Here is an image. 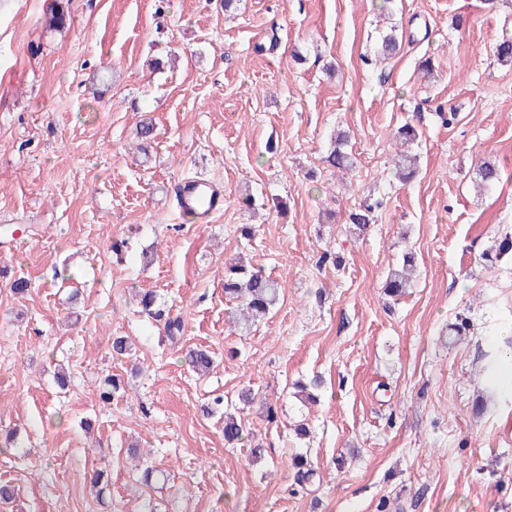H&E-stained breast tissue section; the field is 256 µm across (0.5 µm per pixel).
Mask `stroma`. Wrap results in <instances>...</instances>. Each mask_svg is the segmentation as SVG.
<instances>
[{
	"label": "stroma",
	"mask_w": 512,
	"mask_h": 512,
	"mask_svg": "<svg viewBox=\"0 0 512 512\" xmlns=\"http://www.w3.org/2000/svg\"><path fill=\"white\" fill-rule=\"evenodd\" d=\"M57 1L71 21L50 31ZM392 31L402 48L381 58ZM506 34L512 0H238L230 17L221 0H0V435L20 439L0 447L15 491L0 512H512V394L487 379L512 260L481 259L512 232ZM408 120L405 183L391 159ZM340 128L344 174L323 162ZM485 161L504 175L480 189ZM186 176L222 182L221 214L179 217ZM371 197L376 224L351 234ZM408 251L419 276L394 300L382 285ZM238 255L282 284L245 336L224 296ZM139 288L182 317L179 343ZM460 314L471 331L452 345ZM116 336L134 355H113ZM195 346L208 375L183 361ZM315 375L302 404L294 385ZM112 376L125 393L105 404ZM228 412L248 432L233 447ZM295 453L315 471L304 487ZM394 138L398 147L393 155L392 166L396 173L410 177L415 172L417 157L408 147L418 140V130L412 124L406 123L398 128L394 133Z\"/></svg>",
	"instance_id": "stroma-1"
}]
</instances>
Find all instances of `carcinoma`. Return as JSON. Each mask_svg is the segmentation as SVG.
Returning <instances> with one entry per match:
<instances>
[{
	"instance_id": "carcinoma-1",
	"label": "carcinoma",
	"mask_w": 512,
	"mask_h": 512,
	"mask_svg": "<svg viewBox=\"0 0 512 512\" xmlns=\"http://www.w3.org/2000/svg\"><path fill=\"white\" fill-rule=\"evenodd\" d=\"M349 135L339 132L333 142L332 149L325 157V162L340 172L349 171L354 167V156L346 151ZM397 151L393 155L392 163L395 171L403 176H412L415 172L417 157L409 150V145L419 138L418 130L407 123L394 133ZM501 170L489 162L482 163L477 169V185L490 186L500 179ZM383 202L375 200L358 210L349 213L348 220L351 232L356 235L365 233L373 224L375 211L382 208ZM512 255V236H504L494 247L482 254V259L493 263L505 255ZM414 274V256L407 253L403 257L402 265L389 270L384 290L390 297L405 294L411 287ZM281 292V284L259 270H249L244 265L234 262L225 266L224 294L243 303L239 316L233 319L237 329L245 334L252 323L265 315L277 303ZM139 304L142 311L151 317L163 322L167 338L176 342L180 340L178 333L182 330V321L178 316H171L157 307L156 296L151 291L140 294ZM185 363L190 369L205 372L212 365V357L206 349L191 348L185 352ZM224 440L230 444L243 440V427L234 417H224Z\"/></svg>"
}]
</instances>
